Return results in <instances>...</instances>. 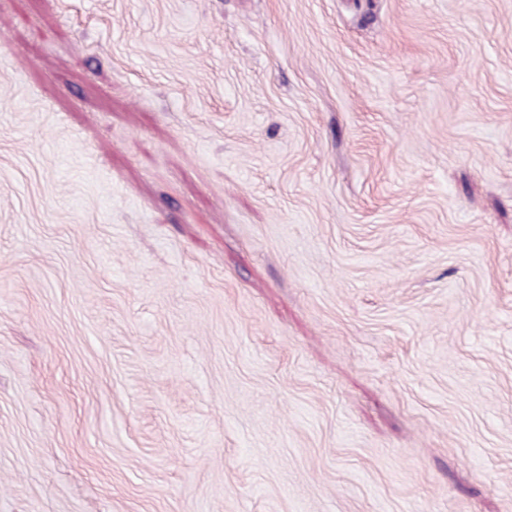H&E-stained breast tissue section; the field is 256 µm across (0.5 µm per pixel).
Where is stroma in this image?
Listing matches in <instances>:
<instances>
[{"label": "stroma", "instance_id": "stroma-1", "mask_svg": "<svg viewBox=\"0 0 512 512\" xmlns=\"http://www.w3.org/2000/svg\"><path fill=\"white\" fill-rule=\"evenodd\" d=\"M0 512H512V0H0Z\"/></svg>", "mask_w": 512, "mask_h": 512}]
</instances>
